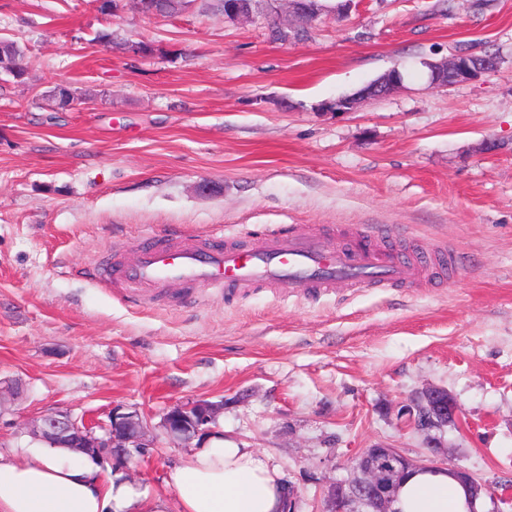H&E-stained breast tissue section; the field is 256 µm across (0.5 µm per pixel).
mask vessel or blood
<instances>
[{"instance_id": "1", "label": "vessel or blood", "mask_w": 512, "mask_h": 512, "mask_svg": "<svg viewBox=\"0 0 512 512\" xmlns=\"http://www.w3.org/2000/svg\"><path fill=\"white\" fill-rule=\"evenodd\" d=\"M413 264L372 247L334 244L327 236L274 233L250 248L207 246L179 234L144 243L98 271L103 283L125 292L150 293L171 283L212 288H252L289 283L307 292H327L341 283L384 288L410 282Z\"/></svg>"}]
</instances>
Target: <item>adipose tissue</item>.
<instances>
[{"label":"adipose tissue","mask_w":512,"mask_h":512,"mask_svg":"<svg viewBox=\"0 0 512 512\" xmlns=\"http://www.w3.org/2000/svg\"><path fill=\"white\" fill-rule=\"evenodd\" d=\"M175 503L149 495L97 458L43 443L0 451V512H281L284 481L255 449L213 437L171 469ZM394 512H484L448 471L417 470L397 489Z\"/></svg>","instance_id":"adipose-tissue-1"}]
</instances>
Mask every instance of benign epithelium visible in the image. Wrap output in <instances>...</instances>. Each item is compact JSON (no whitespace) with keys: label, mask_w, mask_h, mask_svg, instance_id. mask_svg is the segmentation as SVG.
Wrapping results in <instances>:
<instances>
[{"label":"benign epithelium","mask_w":512,"mask_h":512,"mask_svg":"<svg viewBox=\"0 0 512 512\" xmlns=\"http://www.w3.org/2000/svg\"><path fill=\"white\" fill-rule=\"evenodd\" d=\"M251 0H224V22L234 23L238 16L249 9ZM492 72V60L473 66L469 53L459 52L431 63V84L448 87L475 80ZM224 405L207 401L177 404L164 414L160 424L161 436L170 441L188 440L216 421ZM460 410L448 390L430 386L423 389L408 409V421L415 429L427 433L429 455L414 464L398 449L390 445L369 448L353 462V476L338 480L329 488V498L335 512H394L392 503L395 490L406 471L416 468L446 470L448 463L442 459L444 451L433 432L455 425ZM27 433L36 441L55 447L67 448L76 455L100 457L110 455L123 460L133 453L153 446L158 436L151 435L150 426L135 412H112L109 423L99 436L94 426L74 419L64 411H52L32 418L25 423ZM468 485L470 494L477 498L490 497L492 512H504L503 505L512 506V480L489 486L462 467H454Z\"/></svg>","instance_id":"obj_1"}]
</instances>
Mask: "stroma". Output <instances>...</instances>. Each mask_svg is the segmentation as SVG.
Masks as SVG:
<instances>
[{
    "label": "stroma",
    "mask_w": 512,
    "mask_h": 512,
    "mask_svg": "<svg viewBox=\"0 0 512 512\" xmlns=\"http://www.w3.org/2000/svg\"><path fill=\"white\" fill-rule=\"evenodd\" d=\"M326 4L307 38L275 41L265 19L197 4L146 18L131 0L109 15L0 0L26 66L0 76V380L23 383L0 402V446L31 445L25 422L54 410L101 426L120 406L155 429L175 404L220 403L214 435L267 456L298 512H328L362 450L425 457L405 410L440 386L461 411L439 434L449 464L512 476V0ZM462 45L500 68L433 86L428 63ZM395 67L389 96L321 110ZM294 228L452 270L321 295L173 283L153 299L90 275L150 235L247 247ZM202 442L161 437L110 467L171 501L166 473Z\"/></svg>",
    "instance_id": "stroma-1"
}]
</instances>
